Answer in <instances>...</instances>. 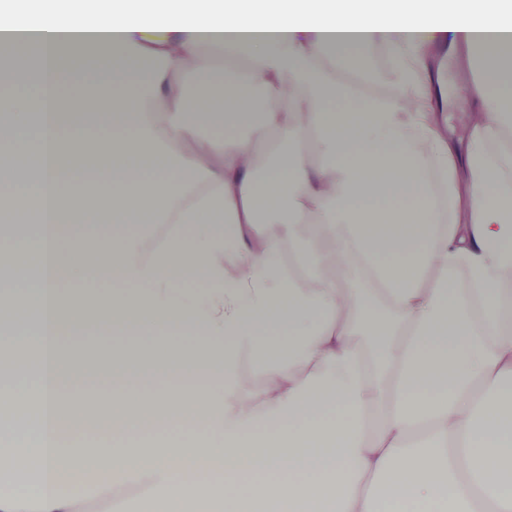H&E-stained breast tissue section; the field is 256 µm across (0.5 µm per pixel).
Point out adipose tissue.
Returning <instances> with one entry per match:
<instances>
[{"instance_id": "adipose-tissue-1", "label": "adipose tissue", "mask_w": 512, "mask_h": 512, "mask_svg": "<svg viewBox=\"0 0 512 512\" xmlns=\"http://www.w3.org/2000/svg\"><path fill=\"white\" fill-rule=\"evenodd\" d=\"M9 0L0 33L43 76L21 98L0 79V173L7 203L27 218L26 253L8 277L33 321L24 376L34 402L23 432L0 424V512H87L134 489L161 512H512V0ZM476 45L484 81L479 120L458 163L434 100L432 52ZM381 47L402 79L395 99L365 96L319 62L322 49L355 62ZM223 71L234 93L201 107L219 135L184 125L192 105L173 76ZM272 103L238 137L256 95ZM345 109H336V102ZM111 127L67 135L71 116ZM298 144L293 159L255 174V148ZM320 161L311 164L309 152ZM464 186L460 224L439 223L434 180ZM108 184L91 205L72 183ZM94 225L99 246L75 251ZM158 230L155 241L127 233ZM312 228L326 252H295L303 279L279 260L288 234ZM358 267L372 298L322 274ZM465 269L467 287L449 270ZM130 284L91 307L61 300L75 270ZM209 292L186 303L187 278ZM161 357L175 381L160 404L113 396L104 443L86 447L71 424L74 351ZM262 358V380L245 384ZM198 420L217 443L113 446L118 434ZM224 476L198 493L176 470Z\"/></svg>"}]
</instances>
